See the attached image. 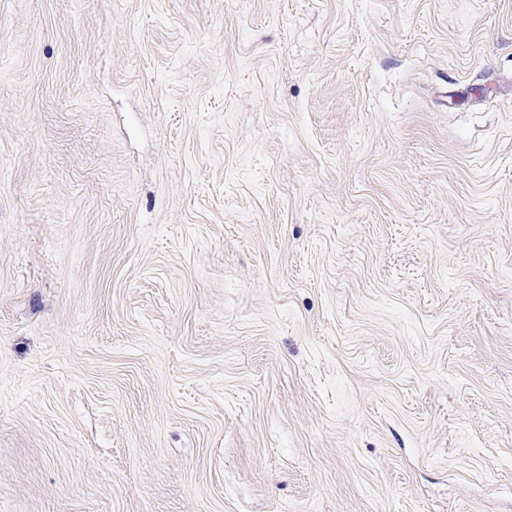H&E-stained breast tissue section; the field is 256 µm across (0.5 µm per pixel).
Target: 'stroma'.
<instances>
[{
	"instance_id": "35a3bbf8",
	"label": "stroma",
	"mask_w": 512,
	"mask_h": 512,
	"mask_svg": "<svg viewBox=\"0 0 512 512\" xmlns=\"http://www.w3.org/2000/svg\"><path fill=\"white\" fill-rule=\"evenodd\" d=\"M0 512H512V0H0Z\"/></svg>"
}]
</instances>
